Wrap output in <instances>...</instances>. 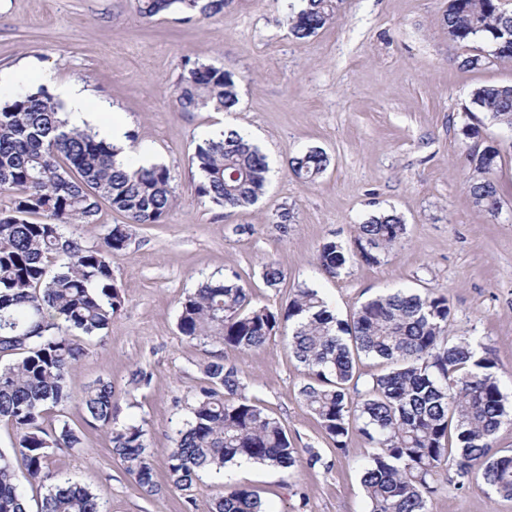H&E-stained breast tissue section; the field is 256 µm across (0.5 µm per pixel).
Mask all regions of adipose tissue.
Here are the masks:
<instances>
[{
    "label": "adipose tissue",
    "instance_id": "adipose-tissue-1",
    "mask_svg": "<svg viewBox=\"0 0 512 512\" xmlns=\"http://www.w3.org/2000/svg\"><path fill=\"white\" fill-rule=\"evenodd\" d=\"M58 93L66 104V118L70 126L93 128L116 148L126 149L127 123L121 113L110 112L108 104L105 103L100 104L99 108H91L89 93L79 83L62 85Z\"/></svg>",
    "mask_w": 512,
    "mask_h": 512
}]
</instances>
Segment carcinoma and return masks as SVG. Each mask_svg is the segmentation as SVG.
<instances>
[{
  "mask_svg": "<svg viewBox=\"0 0 512 512\" xmlns=\"http://www.w3.org/2000/svg\"><path fill=\"white\" fill-rule=\"evenodd\" d=\"M289 18L299 39L315 35L336 15V0H302ZM227 0H135L150 20L173 11L187 19L211 16ZM442 24L454 43L479 42L461 66L478 69L512 61V9L505 0H448ZM174 90L180 112L231 109L237 103L232 75L220 68L181 61ZM470 116L512 129V85L488 83L470 98ZM500 151L469 147L468 189L474 204L496 216L501 208L496 170ZM191 163L200 173L197 197L231 214L264 194L267 156L240 132L228 129L198 145ZM293 173L314 185L330 166L321 149L289 159ZM168 166L117 160V150L88 129L68 126L63 105L41 86L0 99V422L15 443L0 449V512H28L17 483L18 470L45 488L38 512H106L101 498L51 471L54 449L80 448L81 436L65 420L47 419L66 406L67 376L84 355L78 336H98L124 307L114 282L112 259L125 254L129 225L161 224L176 195ZM122 213L95 245L77 236L82 224L97 223L99 199ZM41 216L37 221L33 216ZM406 224L394 212L373 214L356 225L345 246L334 240L317 250L318 268L335 278L354 264L374 265L400 245ZM270 288L284 280L278 263L262 267ZM234 273L208 280L180 301L177 327L201 344H222L243 352L261 349L282 329L306 380L300 399L332 441L336 454L348 451L356 432L377 449L361 467L368 512H429L437 492L435 475L455 471L460 486L484 484L512 498V454L493 439L512 421V406L500 386L496 363L471 339H449L452 308L438 290H396L372 297L343 320L318 289L291 290L276 308L254 303ZM383 369L365 379L361 357ZM206 384L195 394L190 417L177 429L168 460L171 489L189 491L206 473L242 459L277 469L314 467L321 455L302 456L282 422L246 393L242 372L223 361L202 368ZM88 423L109 430L112 454L149 496L160 492L148 452L146 430L136 422L113 423L112 382L100 380L80 400ZM206 512H267L260 496L224 486Z\"/></svg>",
  "mask_w": 512,
  "mask_h": 512,
  "instance_id": "obj_1",
  "label": "carcinoma"
}]
</instances>
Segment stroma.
Returning a JSON list of instances; mask_svg holds the SVG:
<instances>
[{
    "label": "stroma",
    "mask_w": 512,
    "mask_h": 512,
    "mask_svg": "<svg viewBox=\"0 0 512 512\" xmlns=\"http://www.w3.org/2000/svg\"><path fill=\"white\" fill-rule=\"evenodd\" d=\"M300 2L229 0L206 19L168 11L147 21L134 0H0V93L82 83L93 102L123 113L136 135L132 157L164 163L174 176L177 202L164 223L132 226L125 255L112 263L123 310L102 336L80 337L85 354L68 377L64 415L82 430V445L56 450L52 468L99 494L107 512H204L228 484L255 491L268 512H367L360 467L372 450L354 433L347 454L334 452L300 400L305 377L287 336L243 353L180 335V299L212 276L238 272L255 303L272 308L306 283L342 319L391 289L440 290L453 309L450 335L481 342L512 399V130L479 128V141L501 152L495 216L468 192L462 133L473 89L512 83V61L462 67L477 46L449 41L448 0H343L335 20L297 39L286 17ZM185 57L232 74L234 111L175 109ZM15 68L26 78L4 80ZM224 124L257 141L270 167L266 193L230 217L197 197L191 165L197 145ZM312 148L331 159L314 186L289 168L290 156ZM284 207L293 219L283 233L271 219ZM380 211L407 226L394 254L334 279L322 274L319 245L350 243L356 224ZM270 259L285 275L277 289L261 277ZM217 358L242 371L248 394L281 420L294 447L318 451L322 465L292 474L232 465L191 491L167 489L175 433L204 383L203 362ZM138 373L146 383L133 384ZM101 379L112 382L115 423L146 430L160 494L147 496L125 473L107 430L85 424L79 400ZM436 483L430 512H512V498L458 487L447 470Z\"/></svg>",
    "instance_id": "1"
}]
</instances>
